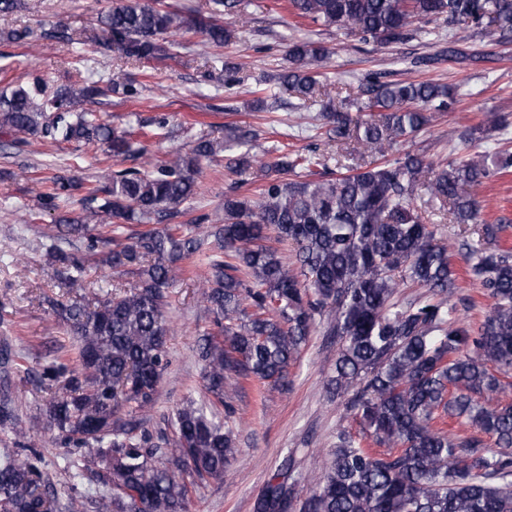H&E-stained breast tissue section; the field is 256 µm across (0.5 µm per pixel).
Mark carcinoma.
I'll return each instance as SVG.
<instances>
[{"label":"carcinoma","mask_w":512,"mask_h":512,"mask_svg":"<svg viewBox=\"0 0 512 512\" xmlns=\"http://www.w3.org/2000/svg\"><path fill=\"white\" fill-rule=\"evenodd\" d=\"M295 16L346 29L364 41L402 44L415 21L444 18L473 36L512 40V0H289ZM211 17L199 24V55L233 31L220 23L242 9V0H211ZM103 45L128 61L170 56L174 13L143 0H112L101 13ZM332 50L310 41L288 46L281 82L309 101L321 85L315 67ZM134 98L133 84L54 90L41 78L0 93V130L34 134L45 141L101 143L115 157L131 152L129 131H119L92 111L108 91ZM357 115L323 106L336 149L286 152L271 163L253 152L256 134L229 128V139L248 147L225 157V168L243 173L258 164L257 197L224 195V223L200 230L165 224L128 233L132 222L174 218L197 192L202 162L221 143L204 136L151 170L128 167L86 187L56 175L45 181L39 202L57 212L79 197V211L52 225L46 250L66 292L48 300L71 339L69 353L36 367L9 344L0 345V433L15 448L0 455V512H60L44 476L43 453L16 407L17 383L44 394V428L64 449L63 470L72 495L68 512L91 500L96 512H186L197 488L224 476L237 448L231 428L192 402L167 427L145 428L167 367V290L178 271H196L209 238L201 277L202 302L211 327L197 339L208 392L224 394L246 381L288 386L294 364L317 318L328 315L339 349L331 393L363 432L385 448L375 453L339 432L329 466L310 481L298 501L292 486L274 476L253 512H512V392L501 376L512 371V251L493 246L502 225L478 234L489 247H471L470 270L494 300L475 325L452 317L448 294L455 271L440 225L417 205L437 204L451 224H478L470 189L512 171V151L479 160L434 162L426 153L396 145L417 136L438 112L457 103L447 86L408 78L392 82L380 72L366 78ZM505 113H489L461 140L472 143L488 128L511 126ZM320 167L318 178L302 171ZM295 251V266L266 243L267 233ZM130 268L138 282L106 292L95 310L80 291L93 270ZM417 285L427 292L402 303L397 290ZM455 417L474 429L467 437L435 425Z\"/></svg>","instance_id":"1"}]
</instances>
